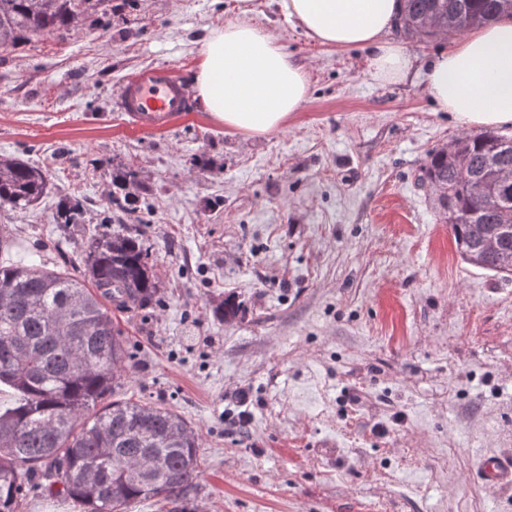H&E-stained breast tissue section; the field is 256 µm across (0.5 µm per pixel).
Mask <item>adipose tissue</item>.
<instances>
[{
    "instance_id": "1",
    "label": "adipose tissue",
    "mask_w": 512,
    "mask_h": 512,
    "mask_svg": "<svg viewBox=\"0 0 512 512\" xmlns=\"http://www.w3.org/2000/svg\"><path fill=\"white\" fill-rule=\"evenodd\" d=\"M288 22L322 45L365 50L374 79L406 78L412 60L389 38L398 0H281ZM434 56L423 76L439 111L468 127L512 124V19L460 37ZM193 89L218 123L247 136L280 128L305 101L302 63L278 37L244 20L213 28L200 53Z\"/></svg>"
}]
</instances>
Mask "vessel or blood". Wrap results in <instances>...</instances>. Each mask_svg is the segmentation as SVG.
<instances>
[{
  "instance_id": "b4317fda",
  "label": "vessel or blood",
  "mask_w": 512,
  "mask_h": 512,
  "mask_svg": "<svg viewBox=\"0 0 512 512\" xmlns=\"http://www.w3.org/2000/svg\"><path fill=\"white\" fill-rule=\"evenodd\" d=\"M192 94L179 72L170 65L143 68L127 78L116 94V107L142 129L168 125L191 111ZM482 478L492 485L512 484V458L486 457Z\"/></svg>"
}]
</instances>
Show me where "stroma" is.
Returning <instances> with one entry per match:
<instances>
[{
    "instance_id": "stroma-1",
    "label": "stroma",
    "mask_w": 512,
    "mask_h": 512,
    "mask_svg": "<svg viewBox=\"0 0 512 512\" xmlns=\"http://www.w3.org/2000/svg\"><path fill=\"white\" fill-rule=\"evenodd\" d=\"M248 5L137 0L0 64V154L50 174L38 204L0 207L14 257L72 270L90 236L141 234L158 291L117 316L122 392L199 432L185 512H512V485L477 478L480 455H512V276L462 260L423 180L433 150L479 133L426 89L446 39L404 40L409 76L381 82L280 0ZM242 18L308 66L282 127L247 137L199 107L142 130L116 111L123 79H193L209 31ZM129 168L141 223L113 200ZM67 200L80 223H58Z\"/></svg>"
}]
</instances>
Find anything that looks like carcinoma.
Here are the masks:
<instances>
[{
	"instance_id": "cac0c4a2",
	"label": "carcinoma",
	"mask_w": 512,
	"mask_h": 512,
	"mask_svg": "<svg viewBox=\"0 0 512 512\" xmlns=\"http://www.w3.org/2000/svg\"><path fill=\"white\" fill-rule=\"evenodd\" d=\"M105 0H0V60L39 34L63 36L81 21L110 24ZM512 17V0H403L396 30L410 38L463 34ZM512 168V138L488 131L433 151L423 179L437 196L460 257L496 274L512 275V205L496 200L493 174ZM136 171L112 181L127 189ZM49 173L0 155V207L23 210L48 192ZM80 206L65 204L61 224L79 223ZM498 240L490 252L485 238ZM0 235V384L20 397L0 409V512H20L42 483L55 480L85 512H127L139 500L183 504L201 478L199 433L172 410L143 400H114L130 360L110 304L142 306L156 292L149 248L139 235L87 241L78 277L29 259H3Z\"/></svg>"
}]
</instances>
